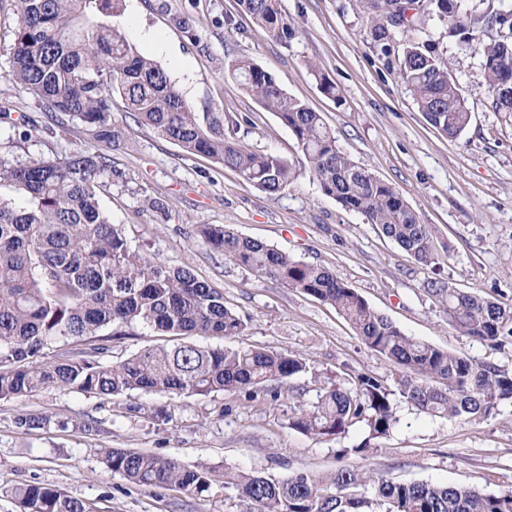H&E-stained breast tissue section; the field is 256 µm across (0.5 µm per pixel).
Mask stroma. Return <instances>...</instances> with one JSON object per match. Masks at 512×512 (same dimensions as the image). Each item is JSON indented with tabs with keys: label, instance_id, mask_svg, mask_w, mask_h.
Segmentation results:
<instances>
[{
	"label": "stroma",
	"instance_id": "stroma-1",
	"mask_svg": "<svg viewBox=\"0 0 512 512\" xmlns=\"http://www.w3.org/2000/svg\"><path fill=\"white\" fill-rule=\"evenodd\" d=\"M297 33L289 44L270 39L239 0H119L112 16L140 53L165 68L199 118L224 115V136L255 152L301 161L291 132L240 91L228 75L232 61L248 59L272 74L290 96L321 112L337 147L380 180L395 186L423 223L432 226L446 257L420 266L394 241L325 195L307 170L271 196L202 155L184 152L114 107L118 146L94 141L69 122L65 134L48 132L40 104L11 82L17 26L14 0H0V157L26 162L107 152L122 180L98 189L110 221L122 225L132 248L173 267L189 268L224 294L225 305L247 324L241 336H195V345L262 347L309 360L315 375L278 384V398L259 389L254 398L231 392L206 396L132 391L103 399L73 390L36 392L0 400V512H19L13 487L42 484L91 503L95 512H250L223 484L189 496L166 487H142L112 472L104 449L145 451L185 465L255 471L275 480L297 473L326 476L339 465L374 469L399 482L429 481L485 492L512 487V402L481 419L429 417L393 396L397 423L388 436L369 439L365 424L313 437L293 428L297 401L312 402L329 382L351 386L361 374L394 385L399 370L370 351L333 307L262 281L224 261L199 235L221 224L265 241L295 259L320 264L354 288L406 334L512 373V345L492 348L448 325L431 284L476 292L512 304V114L494 112L478 51L460 53L447 24L430 18L419 30L395 33L390 56L373 45L365 0H281ZM433 41L450 64L471 112L465 132L448 138L434 129L399 80L396 63L409 43ZM316 62L341 91L326 96L307 68ZM34 124L22 138L23 123ZM165 199L166 212L149 209ZM174 338L141 325L125 335L99 337V362L123 360ZM166 408L158 421L151 409ZM45 416L25 431L18 411Z\"/></svg>",
	"mask_w": 512,
	"mask_h": 512
}]
</instances>
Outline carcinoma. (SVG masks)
Listing matches in <instances>:
<instances>
[{
  "instance_id": "obj_1",
  "label": "carcinoma",
  "mask_w": 512,
  "mask_h": 512,
  "mask_svg": "<svg viewBox=\"0 0 512 512\" xmlns=\"http://www.w3.org/2000/svg\"><path fill=\"white\" fill-rule=\"evenodd\" d=\"M119 0H16L18 15L10 80L38 99L53 126L79 120L92 138L119 145L112 110L121 101L135 122L190 154H203L246 182L276 195L296 178L288 159L256 153L224 138V115L204 129L168 72L141 54L114 26L93 23L114 12ZM245 13L270 37L288 44L295 30L279 0H240ZM371 36L382 54L390 32H406L427 16L447 21L462 52L477 50L485 71L484 94L493 112L512 113V8L485 0V9L462 10V0H369ZM495 37L483 41V35ZM324 94L340 92L321 69L307 63ZM240 89L292 132L322 192L361 214L423 267L438 264L431 227L420 221L396 187L378 179L336 148L321 113L288 96L278 81L248 59L228 66ZM397 74L428 122L449 137L471 121L466 99L434 42L408 47ZM121 178L106 154L84 151L64 163L0 158V190H15L20 204L0 193V400L40 390L73 389L104 397L130 391L161 395L238 392L251 399L269 383L314 371L303 359L264 348L223 349L177 343L148 347L109 363L92 359L38 360L52 340L83 342L102 332L123 335L132 324L174 336H242L246 323L224 305V295L185 268H172L133 249L121 225L101 208L98 187ZM200 233L224 260L334 307L362 343L400 369L396 389L429 416L480 418L512 400V375L473 362L407 335L374 310L357 291L322 265L293 258L262 241L207 224ZM448 326L491 347L512 343V305L477 293L433 287ZM392 390L360 374L353 386L327 384L316 400L301 404L292 426L314 436H334L358 422L370 438L386 436L397 422ZM26 430L42 416L18 413ZM107 467L144 487L169 486L200 496L221 482L251 502L252 512H512V488L484 493L448 484L403 483L370 470L339 466L326 477L296 474L283 481L234 468L186 466L176 458L126 449H103ZM20 512H91L89 504L60 490L17 486Z\"/></svg>"
}]
</instances>
